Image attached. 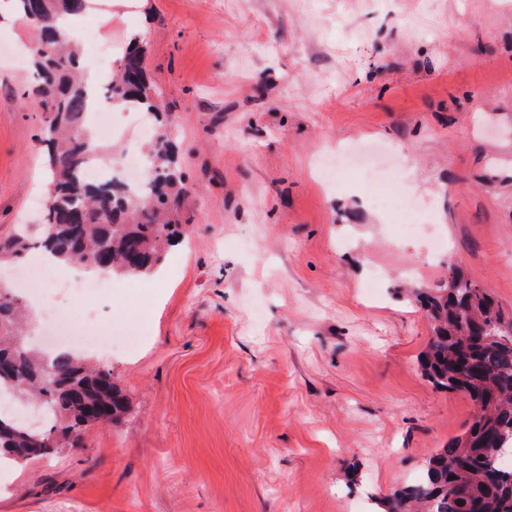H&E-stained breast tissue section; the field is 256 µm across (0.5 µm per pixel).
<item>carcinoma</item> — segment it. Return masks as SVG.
Masks as SVG:
<instances>
[{"label": "carcinoma", "instance_id": "1", "mask_svg": "<svg viewBox=\"0 0 512 512\" xmlns=\"http://www.w3.org/2000/svg\"><path fill=\"white\" fill-rule=\"evenodd\" d=\"M25 18L32 5L38 49L32 66L39 81L41 111L50 116L44 130L49 171V200L41 235L25 227L0 238V264L38 250L69 263L113 276H149L166 248L179 235L176 206L192 188L179 172L171 125L159 126L149 142L150 182L132 190L114 181L89 182L82 171L93 146L84 129L90 109L87 87L79 78V55L58 35L57 21L79 16L88 0H17ZM111 95L150 112L157 110L145 68L143 49L133 42L111 76ZM432 324V336L420 373L434 388L463 392L473 402L472 423L462 435L423 462V477L394 491L383 512H512V466L502 450H512V314L505 315L485 286L456 267H448V285L435 292L412 290ZM19 306L0 304V396L25 395L38 401L75 433L109 424L127 412L122 389L112 373L69 352L41 358L19 342ZM55 426L33 430L22 417L0 411V459L14 462L43 458L58 446Z\"/></svg>", "mask_w": 512, "mask_h": 512}]
</instances>
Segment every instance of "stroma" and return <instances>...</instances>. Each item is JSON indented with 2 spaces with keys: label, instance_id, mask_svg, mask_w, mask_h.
Instances as JSON below:
<instances>
[{
  "label": "stroma",
  "instance_id": "stroma-1",
  "mask_svg": "<svg viewBox=\"0 0 512 512\" xmlns=\"http://www.w3.org/2000/svg\"><path fill=\"white\" fill-rule=\"evenodd\" d=\"M76 24L116 61L143 42L195 191L160 271L90 306L142 331L87 352L129 412L1 467L0 512H379L474 412L421 377L407 289L456 265L512 310V0H89ZM34 40L0 0V237L42 229ZM358 140L397 153L421 234L359 174L322 183L320 149Z\"/></svg>",
  "mask_w": 512,
  "mask_h": 512
}]
</instances>
